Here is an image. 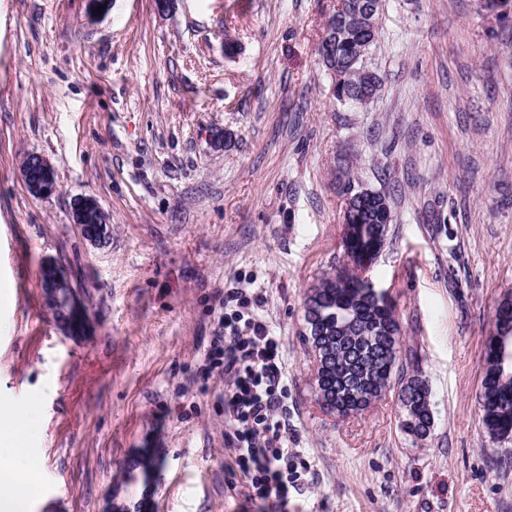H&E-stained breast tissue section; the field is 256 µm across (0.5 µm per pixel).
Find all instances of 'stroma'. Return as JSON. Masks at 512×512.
Returning a JSON list of instances; mask_svg holds the SVG:
<instances>
[{
  "instance_id": "1",
  "label": "stroma",
  "mask_w": 512,
  "mask_h": 512,
  "mask_svg": "<svg viewBox=\"0 0 512 512\" xmlns=\"http://www.w3.org/2000/svg\"><path fill=\"white\" fill-rule=\"evenodd\" d=\"M383 4L365 61L381 88L354 106L318 55L336 0H112L96 20L87 0H0V396L37 410L31 512H270L228 471L223 378L200 375L225 290L247 286L314 475L288 512H512V442L478 404L512 295V0ZM31 153L51 196L21 179ZM350 175L390 196L368 276L430 384L424 441L396 393L347 419L312 393L304 299L345 262ZM83 195L105 245L71 220ZM46 258L84 295L80 338L44 301ZM37 170L38 174L33 171ZM21 176L29 191L38 197L50 196L57 191L55 171L42 155L33 153L22 166ZM103 214L105 212L91 196L78 197L71 207L73 224L80 228L85 240L98 246L104 245L111 235V225L103 223L106 222ZM89 222L100 224H88Z\"/></svg>"
}]
</instances>
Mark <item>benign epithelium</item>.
<instances>
[{"label": "benign epithelium", "mask_w": 512, "mask_h": 512, "mask_svg": "<svg viewBox=\"0 0 512 512\" xmlns=\"http://www.w3.org/2000/svg\"><path fill=\"white\" fill-rule=\"evenodd\" d=\"M367 21L370 33L376 34V10L360 2L351 6L346 22L358 24ZM21 176L29 191L38 196H50L57 191L55 171L43 156L33 153L23 164ZM72 223L76 224L85 240L102 246L110 238L111 225L105 223L104 211L91 196H81L71 207ZM40 280L47 306L56 316L59 329L68 337L78 338L88 326V310L79 291L74 288L69 270L56 260L47 259L40 268Z\"/></svg>", "instance_id": "1"}]
</instances>
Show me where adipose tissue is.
<instances>
[{"mask_svg": "<svg viewBox=\"0 0 512 512\" xmlns=\"http://www.w3.org/2000/svg\"><path fill=\"white\" fill-rule=\"evenodd\" d=\"M33 421L0 401V512H31L32 474L24 468V445Z\"/></svg>", "mask_w": 512, "mask_h": 512, "instance_id": "obj_1", "label": "adipose tissue"}]
</instances>
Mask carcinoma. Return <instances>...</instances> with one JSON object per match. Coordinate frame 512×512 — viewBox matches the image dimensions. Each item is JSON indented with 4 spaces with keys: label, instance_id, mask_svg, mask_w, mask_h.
<instances>
[{
    "label": "carcinoma",
    "instance_id": "1",
    "mask_svg": "<svg viewBox=\"0 0 512 512\" xmlns=\"http://www.w3.org/2000/svg\"><path fill=\"white\" fill-rule=\"evenodd\" d=\"M336 28L329 39L332 47L319 46L325 68L336 73V59L360 53L365 58L374 43H365L363 29L344 26L343 10L352 0H338ZM362 193L359 223L346 246L349 256L374 255L384 248L389 225L384 223L390 208L383 190L365 187L347 177L345 195ZM304 307L312 308L316 321L305 328L304 341L312 352L313 393L326 413L341 418L360 415L394 390L401 409V429L425 440L434 426L431 389L428 380L409 373L403 363L401 326L391 301L366 287L357 270L342 266L307 292ZM512 302H501L494 314L493 332L485 344L480 406L482 425L496 443L512 439Z\"/></svg>",
    "mask_w": 512,
    "mask_h": 512
}]
</instances>
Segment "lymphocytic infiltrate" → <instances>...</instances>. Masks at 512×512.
<instances>
[{
    "label": "lymphocytic infiltrate",
    "mask_w": 512,
    "mask_h": 512,
    "mask_svg": "<svg viewBox=\"0 0 512 512\" xmlns=\"http://www.w3.org/2000/svg\"><path fill=\"white\" fill-rule=\"evenodd\" d=\"M253 288L224 294L218 323L204 348L205 376L224 378V439L253 502L288 512L308 484L307 464L288 446V375L281 339L260 317Z\"/></svg>",
    "instance_id": "1"
}]
</instances>
